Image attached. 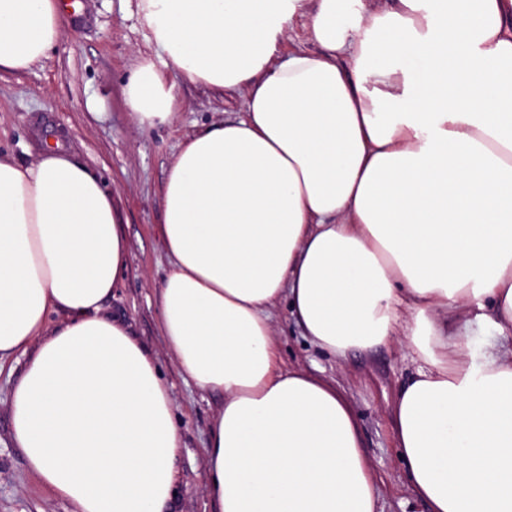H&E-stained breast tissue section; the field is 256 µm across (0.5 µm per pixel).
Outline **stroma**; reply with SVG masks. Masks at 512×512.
I'll return each mask as SVG.
<instances>
[{"label": "stroma", "instance_id": "obj_1", "mask_svg": "<svg viewBox=\"0 0 512 512\" xmlns=\"http://www.w3.org/2000/svg\"><path fill=\"white\" fill-rule=\"evenodd\" d=\"M79 3V10L68 15L58 45L41 63L0 75V154L30 163L50 137L111 189L124 223L128 265L106 311L131 325L156 354L171 386L184 440L174 512H215L205 484V445L222 398L187 381L162 345L160 295L168 265L160 237L162 195L180 142L212 122L242 117L247 92L177 81L166 69L165 81L176 84L174 122L136 126L124 90L141 57L157 54L137 0ZM465 318V312H458L448 328L468 325V340L477 354L512 349L511 330L503 334L491 322L469 324ZM273 329L284 366L335 380L344 391L377 480L379 512H430L411 490L395 443V400L415 369L409 353L388 343L336 359L303 336L283 302L276 308ZM23 366L20 356L0 363V512H73L70 503L37 483L14 444L8 406Z\"/></svg>", "mask_w": 512, "mask_h": 512}]
</instances>
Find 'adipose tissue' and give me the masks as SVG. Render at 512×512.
<instances>
[{
	"label": "adipose tissue",
	"instance_id": "adipose-tissue-1",
	"mask_svg": "<svg viewBox=\"0 0 512 512\" xmlns=\"http://www.w3.org/2000/svg\"><path fill=\"white\" fill-rule=\"evenodd\" d=\"M182 80L248 88L186 137L165 180V350L223 403L205 447L217 512H376L335 385L281 367L280 301L332 356L396 341L419 362L396 443L431 512H512V357H477L448 312L512 327V0H138ZM307 19L322 51L274 56ZM58 0H0V71L40 63ZM138 126L171 123L151 59ZM128 248L111 193L48 143L0 156V361L25 359L13 438L74 512H167L183 441L170 386L102 308Z\"/></svg>",
	"mask_w": 512,
	"mask_h": 512
}]
</instances>
